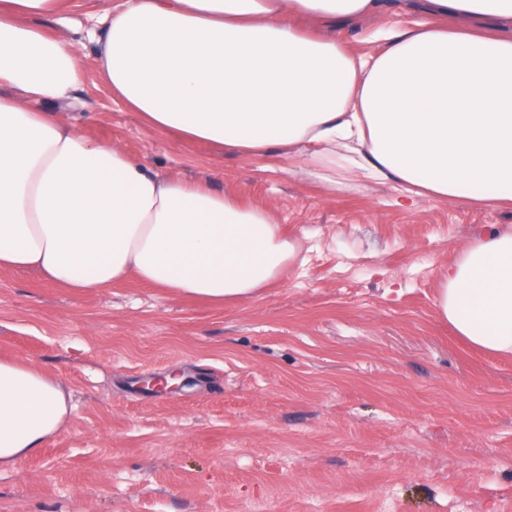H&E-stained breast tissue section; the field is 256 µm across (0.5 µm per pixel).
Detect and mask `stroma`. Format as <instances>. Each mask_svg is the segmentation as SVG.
<instances>
[{
	"mask_svg": "<svg viewBox=\"0 0 512 512\" xmlns=\"http://www.w3.org/2000/svg\"><path fill=\"white\" fill-rule=\"evenodd\" d=\"M112 2L32 19L75 45L84 136L271 210L298 252L258 297L221 306L0 271V356L40 364L73 405L38 455L0 474V512H512V358L472 348L436 305L449 262L512 225V207L408 209L391 180L149 128L97 76ZM379 2L380 17L324 33L359 56L380 19L424 18V0ZM173 371L190 385L143 384Z\"/></svg>",
	"mask_w": 512,
	"mask_h": 512,
	"instance_id": "35a3bbf8",
	"label": "stroma"
}]
</instances>
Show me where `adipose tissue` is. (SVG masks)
Segmentation results:
<instances>
[{
	"label": "adipose tissue",
	"mask_w": 512,
	"mask_h": 512,
	"mask_svg": "<svg viewBox=\"0 0 512 512\" xmlns=\"http://www.w3.org/2000/svg\"><path fill=\"white\" fill-rule=\"evenodd\" d=\"M70 0H0V271L92 290L133 277L175 294L256 297L295 253L268 211L206 183L162 176L113 142H91L68 101L80 63L29 17ZM377 0H119L96 55L112 93L152 129L234 154L359 158L449 203H512V0H426L427 21L377 30L353 57L319 22L376 14ZM465 32L443 29L447 20ZM436 305L471 346L512 356V226L467 246ZM37 365L0 358V472L37 455L72 410Z\"/></svg>",
	"instance_id": "obj_1"
}]
</instances>
